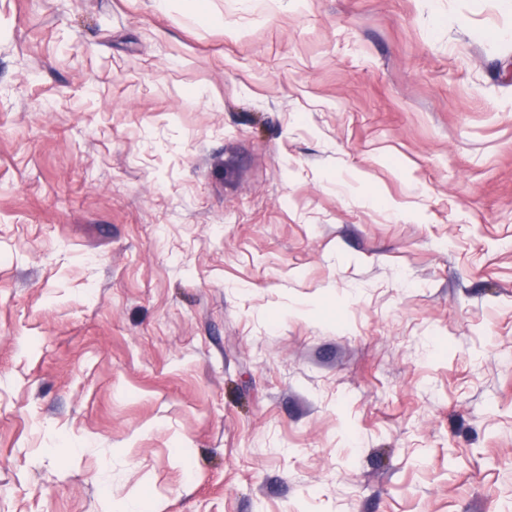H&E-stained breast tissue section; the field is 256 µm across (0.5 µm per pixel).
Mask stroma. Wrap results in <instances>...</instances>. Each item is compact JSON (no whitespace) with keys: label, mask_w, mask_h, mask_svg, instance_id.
Instances as JSON below:
<instances>
[{"label":"stroma","mask_w":512,"mask_h":512,"mask_svg":"<svg viewBox=\"0 0 512 512\" xmlns=\"http://www.w3.org/2000/svg\"><path fill=\"white\" fill-rule=\"evenodd\" d=\"M512 512V0H0V512Z\"/></svg>","instance_id":"stroma-1"}]
</instances>
